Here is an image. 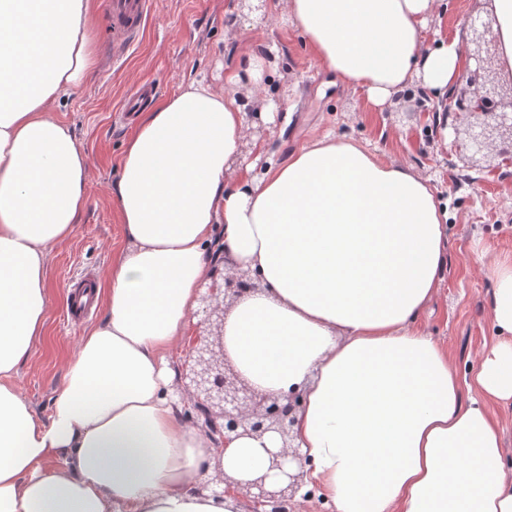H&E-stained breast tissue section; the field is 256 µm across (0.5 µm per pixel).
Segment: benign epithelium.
Instances as JSON below:
<instances>
[{"label":"benign epithelium","instance_id":"obj_1","mask_svg":"<svg viewBox=\"0 0 512 512\" xmlns=\"http://www.w3.org/2000/svg\"><path fill=\"white\" fill-rule=\"evenodd\" d=\"M464 25L475 35L476 43L485 45V51L462 50L466 83L476 85V89L470 96L460 99L458 108L470 118L472 147L483 151L506 134L512 139V85L506 96L494 87H487L494 82L489 64L496 53L494 39L487 38L491 34V21L469 16ZM220 264L219 259L212 264L210 280L201 293L196 311L200 316L198 329L189 340V351L178 370L172 395L183 405L184 418L205 428L212 436L228 440L233 436L260 437L267 432L278 433L285 444L271 454L269 469L279 472V481L269 485L264 475L242 483L221 470L216 481L227 487L234 485L241 495L250 498L251 512H291L301 476L285 469L288 456L296 455L288 451L290 444L286 440L290 437L300 395L292 393L281 400L260 396L224 363V301H232L259 287V282L242 271L226 276Z\"/></svg>","mask_w":512,"mask_h":512}]
</instances>
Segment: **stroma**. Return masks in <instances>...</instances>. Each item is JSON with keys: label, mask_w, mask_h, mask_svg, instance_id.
Returning a JSON list of instances; mask_svg holds the SVG:
<instances>
[{"label": "stroma", "mask_w": 512, "mask_h": 512, "mask_svg": "<svg viewBox=\"0 0 512 512\" xmlns=\"http://www.w3.org/2000/svg\"><path fill=\"white\" fill-rule=\"evenodd\" d=\"M93 4L97 66L58 110L88 157V202L71 236L51 248L45 333L16 377L43 419L64 387L66 367L84 332L65 317L68 287L86 269L105 276L123 245L112 190L135 128L116 122V110L125 94L144 81L154 83L161 98L193 78L223 87L227 63L247 64L239 33L258 21L254 15L234 17L230 0H152L139 42L125 61L117 62L104 0ZM485 13L484 0H442L424 34L425 45L454 39L471 45L473 35L463 22ZM263 39L278 47L265 95L291 107L290 122L270 124L265 140L278 160L330 130L377 150L382 158L412 166L447 201V264L438 296L418 326L447 349L461 379L471 380L480 351L494 338V285L478 258L512 260V165L495 153L474 152L467 121L455 110H448L447 124L438 123L433 98L421 85L377 110L362 94L324 86L312 52L287 20L270 21Z\"/></svg>", "instance_id": "35a3bbf8"}]
</instances>
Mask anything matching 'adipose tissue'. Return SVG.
Masks as SVG:
<instances>
[{
	"label": "adipose tissue",
	"instance_id": "ef3b65f1",
	"mask_svg": "<svg viewBox=\"0 0 512 512\" xmlns=\"http://www.w3.org/2000/svg\"><path fill=\"white\" fill-rule=\"evenodd\" d=\"M442 0H268L328 82L382 107L416 84L442 98L455 41L424 46ZM512 78V0H485ZM90 0H0V512H239L203 489L221 459L246 481L279 437L215 442L169 399L218 245L257 274L224 312V357L256 393L303 394L293 445L328 512H512V467L492 405H512V261L496 262L491 320L471 384L417 328L446 262L448 209L413 167L323 133L255 175L245 107L265 89L255 32L224 86L193 79L143 113L115 185L125 245L41 419L15 384L44 332L54 244L87 204L88 159L55 111L95 69ZM64 465L46 472V464Z\"/></svg>",
	"mask_w": 512,
	"mask_h": 512
}]
</instances>
